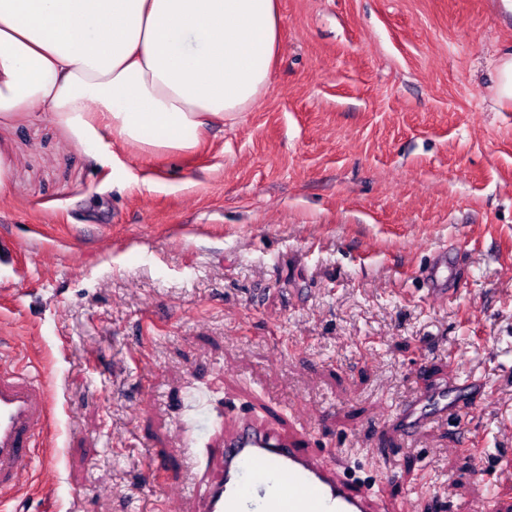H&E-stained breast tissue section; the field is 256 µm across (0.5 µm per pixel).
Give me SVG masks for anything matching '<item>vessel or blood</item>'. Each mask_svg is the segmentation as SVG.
Wrapping results in <instances>:
<instances>
[{
  "mask_svg": "<svg viewBox=\"0 0 512 512\" xmlns=\"http://www.w3.org/2000/svg\"><path fill=\"white\" fill-rule=\"evenodd\" d=\"M412 431L455 415L408 406ZM53 395L47 383L0 365V492L22 488L37 443L48 440ZM306 434H286L277 419L237 417L211 450L212 471L194 496V512H389L377 498L325 462Z\"/></svg>",
  "mask_w": 512,
  "mask_h": 512,
  "instance_id": "1",
  "label": "vessel or blood"
}]
</instances>
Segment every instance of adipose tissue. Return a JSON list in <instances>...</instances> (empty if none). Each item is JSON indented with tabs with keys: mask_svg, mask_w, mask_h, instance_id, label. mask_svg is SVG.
<instances>
[{
	"mask_svg": "<svg viewBox=\"0 0 512 512\" xmlns=\"http://www.w3.org/2000/svg\"><path fill=\"white\" fill-rule=\"evenodd\" d=\"M278 0H0V125L52 112L79 143L181 155L263 92Z\"/></svg>",
	"mask_w": 512,
	"mask_h": 512,
	"instance_id": "adipose-tissue-1",
	"label": "adipose tissue"
}]
</instances>
